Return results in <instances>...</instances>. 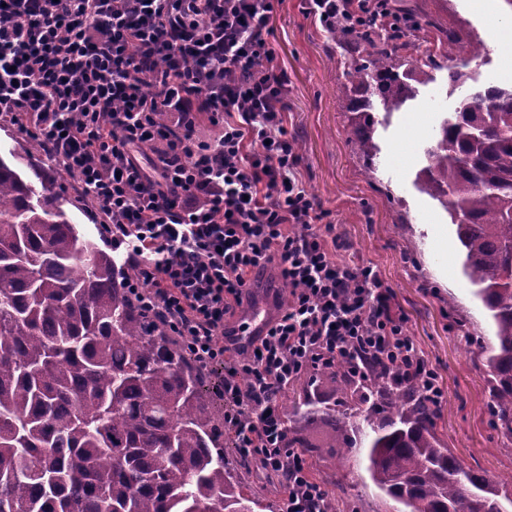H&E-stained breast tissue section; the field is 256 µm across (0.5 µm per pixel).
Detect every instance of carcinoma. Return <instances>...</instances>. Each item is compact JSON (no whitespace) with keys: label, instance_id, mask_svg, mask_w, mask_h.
<instances>
[{"label":"carcinoma","instance_id":"cac0c4a2","mask_svg":"<svg viewBox=\"0 0 512 512\" xmlns=\"http://www.w3.org/2000/svg\"><path fill=\"white\" fill-rule=\"evenodd\" d=\"M395 24L336 23L354 56L340 101L358 153L374 158L373 99L384 117L447 71L460 38L422 6ZM428 42L425 54L407 52ZM418 171L421 192L450 215L463 272L494 326L472 338L490 375L491 425L512 444V87L489 85L443 120ZM354 402L366 470L405 512H512V492L474 472L436 435L437 414L382 358ZM160 316L118 278L112 255L80 235L48 178L35 186L0 157V512H257L260 498L224 461V409ZM335 447H353L346 416L320 415ZM323 512H358L328 495Z\"/></svg>","mask_w":512,"mask_h":512}]
</instances>
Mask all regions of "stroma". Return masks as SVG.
Wrapping results in <instances>:
<instances>
[{
	"instance_id": "35a3bbf8",
	"label": "stroma",
	"mask_w": 512,
	"mask_h": 512,
	"mask_svg": "<svg viewBox=\"0 0 512 512\" xmlns=\"http://www.w3.org/2000/svg\"><path fill=\"white\" fill-rule=\"evenodd\" d=\"M424 7L444 26L458 30L463 43L483 41L486 52L474 60L460 58L465 83L449 84L446 73H437L406 111L379 125L380 152L372 175L370 163L352 149L349 114L338 102L351 58L304 15L302 0L277 6L268 40L288 75L287 121L297 138L299 173L325 210V223L336 225L347 243L338 258L373 265L391 288L407 329L448 391L436 420L442 441L466 466L507 479L512 477V451L491 427L488 372L466 344L467 337L492 335V323L462 274L463 255L449 215L415 182L440 122L458 103L475 88L512 84V5L507 0H426ZM0 149L14 150L15 164L27 179L38 174L55 178L72 223L86 238L102 242L92 205L77 192L76 177L49 163L32 139L5 118L0 119ZM450 298L455 308H448ZM341 399L324 378L304 395L284 396L282 406L292 412V434L321 445L312 463L331 493L347 494L359 512H401V504L371 481L363 445L341 453L329 445L330 428L305 420L310 404L327 408Z\"/></svg>"
}]
</instances>
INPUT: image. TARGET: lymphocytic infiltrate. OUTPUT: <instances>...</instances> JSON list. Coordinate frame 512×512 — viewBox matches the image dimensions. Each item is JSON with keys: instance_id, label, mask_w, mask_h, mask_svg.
<instances>
[{"instance_id": "obj_1", "label": "lymphocytic infiltrate", "mask_w": 512, "mask_h": 512, "mask_svg": "<svg viewBox=\"0 0 512 512\" xmlns=\"http://www.w3.org/2000/svg\"><path fill=\"white\" fill-rule=\"evenodd\" d=\"M274 2L5 0L0 114L77 176L127 287L200 367L221 368L237 454L281 476L285 512H321L325 483L287 445L289 389L339 366L364 385L380 349L402 383L439 407L447 397L377 270L336 260L342 239L297 176L288 77L267 40ZM390 3L305 0V12L331 33L337 16L357 23ZM271 267L288 301L235 347L226 321Z\"/></svg>"}]
</instances>
